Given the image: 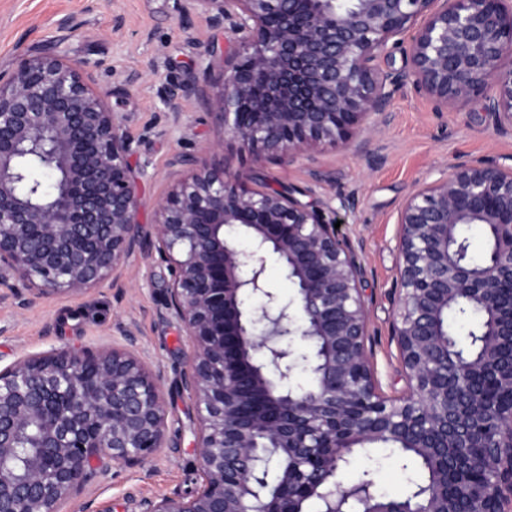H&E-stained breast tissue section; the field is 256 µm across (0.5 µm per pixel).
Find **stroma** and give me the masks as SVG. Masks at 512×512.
Wrapping results in <instances>:
<instances>
[{"label": "stroma", "mask_w": 512, "mask_h": 512, "mask_svg": "<svg viewBox=\"0 0 512 512\" xmlns=\"http://www.w3.org/2000/svg\"><path fill=\"white\" fill-rule=\"evenodd\" d=\"M123 25L114 28L113 15ZM214 41L232 49V34L211 28L197 14L179 16L173 0H0V70L22 54H57L73 62L104 61L97 81L111 91L110 103L124 120L133 162L148 161L138 179L137 220L142 246L110 281L83 293L50 294L20 307L6 291L19 282L0 283V368L50 348L105 346L131 348L153 373L167 406L166 446L142 466L99 469L84 492L61 512H135L145 496L183 494L194 487L197 413L183 387L191 345L180 323L167 316L164 289L171 276L156 252L154 222L160 200L179 176L176 153L206 154L222 134L212 107L200 95L184 99L179 124H170L156 91L168 76L197 72L199 55ZM139 73L136 83L125 77ZM356 151L323 145L284 163L262 162L233 144L224 164L233 173H250L272 187L305 192L335 210L344 241L359 248L368 309L366 347L382 392L398 396L407 380L392 336L398 309L396 280L400 262L397 218L409 192L433 180L452 163H480L512 157V131L472 99L435 111L427 96L405 84L377 128ZM370 474L379 493L406 492L414 467L395 456L368 452L354 457L338 480L350 486Z\"/></svg>", "instance_id": "1"}]
</instances>
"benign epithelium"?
<instances>
[{"instance_id":"benign-epithelium-1","label":"benign epithelium","mask_w":512,"mask_h":512,"mask_svg":"<svg viewBox=\"0 0 512 512\" xmlns=\"http://www.w3.org/2000/svg\"><path fill=\"white\" fill-rule=\"evenodd\" d=\"M236 35L204 47L201 75L158 90L212 98L223 140L259 159L291 160L321 143L353 145L407 81L441 112L475 96L512 123V0H175ZM404 65L382 68L409 30ZM90 63L22 55L0 71V276L24 307L106 281L141 245L132 142ZM55 177L48 192L29 166ZM187 175L160 203L155 243L170 263L164 306L190 336L184 388L199 432V478L184 495L144 497L138 512H512V166L460 160L415 188L398 213L399 306L393 323L407 391L381 395L366 351L357 253L325 208L296 190L250 189L255 177L180 153ZM467 224L491 237L476 272ZM251 249L239 248V235ZM277 256L296 299L267 288ZM482 308L478 353L448 359V309ZM311 353L294 357L285 340ZM314 388L293 384L299 361ZM490 377L508 396L491 401ZM167 408L128 351L52 348L0 368V512H58L96 468L143 464L164 447ZM391 441L420 459L425 484L380 500L368 477L337 475L352 452ZM484 448L481 456L472 449ZM278 474L268 482V466Z\"/></svg>"}]
</instances>
